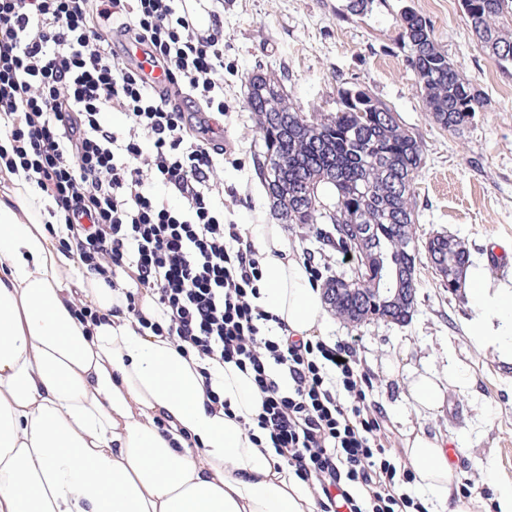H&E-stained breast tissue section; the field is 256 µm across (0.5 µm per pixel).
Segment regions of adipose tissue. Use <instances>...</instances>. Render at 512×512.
I'll return each mask as SVG.
<instances>
[{"instance_id": "ef3b65f1", "label": "adipose tissue", "mask_w": 512, "mask_h": 512, "mask_svg": "<svg viewBox=\"0 0 512 512\" xmlns=\"http://www.w3.org/2000/svg\"><path fill=\"white\" fill-rule=\"evenodd\" d=\"M10 181L0 199V512H318L293 468L245 434L241 422L259 404L250 379L138 333L124 298L98 277L70 279L72 262L44 225L42 194L24 173ZM247 232L263 257L265 309L293 334H321L328 308L299 245L278 224ZM465 284L474 311L465 332L512 365V275L493 278L478 261ZM79 302L105 322L82 323ZM451 386H471L453 364L442 376H415L408 399L430 415ZM209 387L230 412L207 407ZM403 446L417 485L447 505L452 467L442 440L419 427Z\"/></svg>"}]
</instances>
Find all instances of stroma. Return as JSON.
<instances>
[{
    "label": "stroma",
    "instance_id": "35a3bbf8",
    "mask_svg": "<svg viewBox=\"0 0 512 512\" xmlns=\"http://www.w3.org/2000/svg\"><path fill=\"white\" fill-rule=\"evenodd\" d=\"M344 0H213L210 11L224 25V115L215 129L238 165H225L224 211L239 224H268L274 213L260 185L257 161L264 150L252 112L242 106L245 82L256 71L281 79L304 113L336 109L340 81L366 89L398 113L423 143L416 180V236H453L471 260H488L493 277L512 274V261L489 243L512 241V63L490 59L473 35L461 0H373L368 13L342 17ZM409 7L429 18L451 63L481 91L485 105L463 133L441 129L429 117L400 39L399 14ZM286 234L328 264L333 276L352 266L315 229L294 226ZM415 309L406 324L370 320L350 326L330 317L323 335L354 336L357 356L374 376L371 402L386 419L387 448L401 455L411 427L453 439L454 473L482 484L512 478V374L477 351L463 324L472 308L463 292L449 290L418 254ZM466 368L467 394L449 389L440 411L421 418L407 392L414 373L445 372L449 354ZM402 369L387 378L384 361Z\"/></svg>",
    "mask_w": 512,
    "mask_h": 512
}]
</instances>
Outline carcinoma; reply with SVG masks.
Segmentation results:
<instances>
[{"label":"carcinoma","instance_id":"carcinoma-1","mask_svg":"<svg viewBox=\"0 0 512 512\" xmlns=\"http://www.w3.org/2000/svg\"><path fill=\"white\" fill-rule=\"evenodd\" d=\"M473 32L488 56L512 61V34L504 19L512 16V0H462ZM407 61L431 119L459 133L484 108V98L471 80L448 60L433 24L410 7L400 11ZM355 86H341L336 113L306 115L288 102L280 82L263 73L248 78L244 107L259 117L265 148L263 182L277 213L289 224H332L336 246L357 251L356 225L375 229V248L361 265L356 295L338 298L334 312L358 325L383 319L404 323L415 296L390 303L396 287L395 267L415 256V190L423 160V143L405 128L386 103ZM424 250L440 253L448 265V288H461L470 264L469 251L446 235L426 239Z\"/></svg>","mask_w":512,"mask_h":512}]
</instances>
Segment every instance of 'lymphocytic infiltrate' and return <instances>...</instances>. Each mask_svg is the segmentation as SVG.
<instances>
[{"instance_id":"obj_1","label":"lymphocytic infiltrate","mask_w":512,"mask_h":512,"mask_svg":"<svg viewBox=\"0 0 512 512\" xmlns=\"http://www.w3.org/2000/svg\"><path fill=\"white\" fill-rule=\"evenodd\" d=\"M116 33L144 64L113 50ZM223 112L219 16L200 25L187 0H0V173L25 171L54 223L84 227L60 246L140 330L251 375L261 405L246 433L318 483L320 512H427L368 410L355 337L295 338L262 307V258L224 215V146L205 120Z\"/></svg>"}]
</instances>
